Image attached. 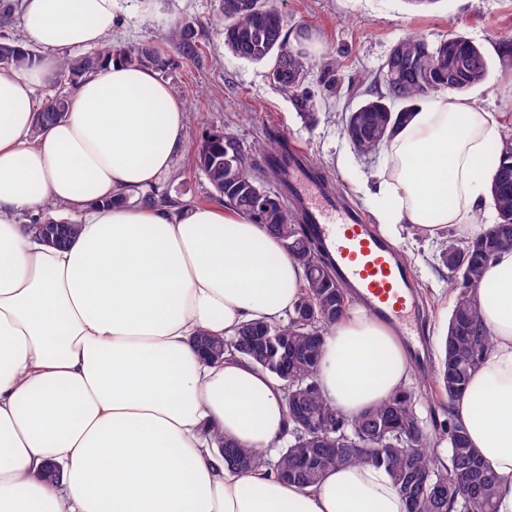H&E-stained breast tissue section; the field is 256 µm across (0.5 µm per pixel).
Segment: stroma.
Masks as SVG:
<instances>
[{
    "label": "stroma",
    "mask_w": 512,
    "mask_h": 512,
    "mask_svg": "<svg viewBox=\"0 0 512 512\" xmlns=\"http://www.w3.org/2000/svg\"><path fill=\"white\" fill-rule=\"evenodd\" d=\"M273 4L290 25L307 27L312 33L316 68L308 85L318 102V122L312 127L303 124L288 97L277 89L267 65L225 50L214 23L217 0H116L122 25L111 42L123 47L150 41L170 55L174 49L165 39L168 23L198 21V57L179 59L166 76L171 86L181 90L191 136L228 128L249 144H262L271 137L292 139L372 221L385 205L375 195L373 180L384 158L356 155L341 133L340 114L353 100L352 83L378 74L402 37L418 35L435 42L453 30L482 46L489 58L488 73L467 95L501 116L503 133L512 132V69L503 68L497 55L500 41L512 33V0H436L425 10L414 9L406 0H273ZM332 58L338 65L329 72L324 65ZM157 190L177 202L215 200L191 150L177 159ZM446 235L441 229L434 236H423L400 224L390 236L414 273L433 356L446 334L455 301L445 292L448 277L437 256L439 240Z\"/></svg>",
    "instance_id": "1"
}]
</instances>
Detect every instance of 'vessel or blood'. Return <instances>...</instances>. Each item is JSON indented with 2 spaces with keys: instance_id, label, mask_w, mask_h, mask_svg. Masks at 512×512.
<instances>
[{
  "instance_id": "1",
  "label": "vessel or blood",
  "mask_w": 512,
  "mask_h": 512,
  "mask_svg": "<svg viewBox=\"0 0 512 512\" xmlns=\"http://www.w3.org/2000/svg\"><path fill=\"white\" fill-rule=\"evenodd\" d=\"M286 172L288 201L333 259L337 277L353 288L367 311L398 331H421L411 270L395 246L351 206L300 146L289 143L277 159Z\"/></svg>"
}]
</instances>
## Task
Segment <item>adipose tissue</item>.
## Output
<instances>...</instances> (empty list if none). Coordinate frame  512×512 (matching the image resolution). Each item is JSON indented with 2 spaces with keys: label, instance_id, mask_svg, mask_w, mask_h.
<instances>
[{
  "label": "adipose tissue",
  "instance_id": "ef3b65f1",
  "mask_svg": "<svg viewBox=\"0 0 512 512\" xmlns=\"http://www.w3.org/2000/svg\"><path fill=\"white\" fill-rule=\"evenodd\" d=\"M115 0H21L20 70L0 62V512H402L387 471L368 464L299 486L268 468L228 465L219 440L273 451L285 396L241 359L204 361L198 333L236 336L276 322L298 299L301 264L230 206L133 204L188 149L187 114L153 70L115 59L84 76L65 117L33 133L36 84L66 49L118 26ZM495 113L447 93L417 102L385 147L382 223L431 235L488 229L480 210L499 164ZM78 213L45 244L34 220ZM493 343L455 402L472 448L512 512V246L477 292ZM403 337L363 307L330 328L318 381L354 417L404 386ZM56 466L58 481L43 470Z\"/></svg>",
  "mask_w": 512,
  "mask_h": 512
}]
</instances>
